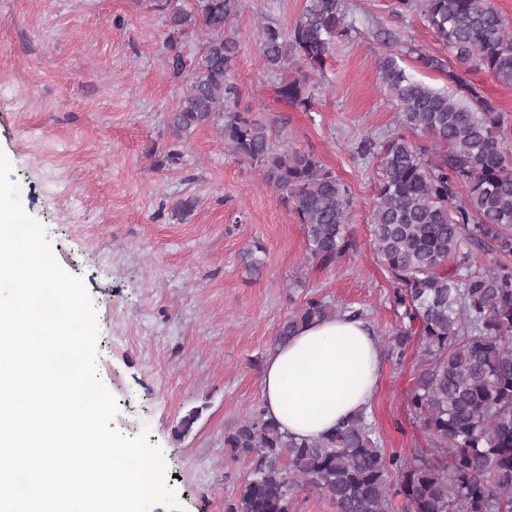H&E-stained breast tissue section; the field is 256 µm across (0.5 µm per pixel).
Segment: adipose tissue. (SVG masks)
<instances>
[{"label": "adipose tissue", "mask_w": 512, "mask_h": 512, "mask_svg": "<svg viewBox=\"0 0 512 512\" xmlns=\"http://www.w3.org/2000/svg\"><path fill=\"white\" fill-rule=\"evenodd\" d=\"M381 371L367 323L346 315L318 321L266 359L262 406L283 432L317 438L371 405Z\"/></svg>", "instance_id": "ef3b65f1"}]
</instances>
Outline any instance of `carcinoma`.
<instances>
[{"mask_svg": "<svg viewBox=\"0 0 512 512\" xmlns=\"http://www.w3.org/2000/svg\"><path fill=\"white\" fill-rule=\"evenodd\" d=\"M173 75H183V41L207 40L172 113L180 138L221 126L224 146L263 179L303 224L312 260L330 266L354 248L347 224L349 185L315 154L273 144L267 125L237 110L231 76L238 55L232 29L242 0H166ZM425 17L448 49L418 53L426 69L456 86L438 91L413 79L391 50L378 62L381 86L398 108L400 133L366 140L381 178L371 217L373 255L390 275L403 326L399 352L419 337L421 364L407 407L429 447L387 454L362 413L317 439L288 435L260 406L224 433V447L251 462L229 512H293L304 490L328 497L336 512H512V139L504 113L464 75L484 72L512 86V25L492 0H422ZM342 0H306L291 29L261 24L267 72L283 74L278 94L308 112L320 70L348 35ZM495 255L474 268L472 250ZM454 268H447L448 261ZM337 316L312 297L279 324L283 345L314 321Z\"/></svg>", "mask_w": 512, "mask_h": 512, "instance_id": "obj_1", "label": "carcinoma"}]
</instances>
